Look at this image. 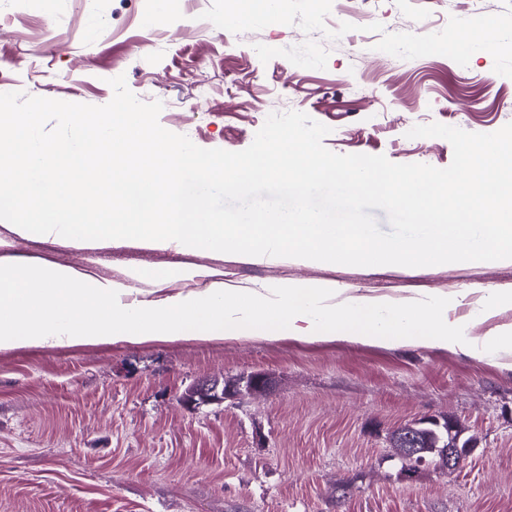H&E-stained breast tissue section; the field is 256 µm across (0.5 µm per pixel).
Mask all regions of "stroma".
<instances>
[{
  "instance_id": "stroma-1",
  "label": "stroma",
  "mask_w": 512,
  "mask_h": 512,
  "mask_svg": "<svg viewBox=\"0 0 512 512\" xmlns=\"http://www.w3.org/2000/svg\"><path fill=\"white\" fill-rule=\"evenodd\" d=\"M184 30L149 25L157 0H0V68L30 96L96 106L124 76L141 101H161L159 122L204 149L237 152L270 113L301 111L329 127L338 154L394 163L450 165L451 144L412 138L439 122L491 133L512 122V78L490 53L468 66L442 55L389 57L380 35L331 40L299 26L226 34L199 25L211 0H169ZM503 0H359L362 24L388 33L441 31L450 17L504 11ZM59 40L45 44V28ZM313 38L326 69L282 57L261 62L254 46ZM205 103H198L200 88ZM8 252L127 282L138 297L157 286L204 288L183 266L210 270L228 288L326 281L395 304L465 288H511L512 262H461L426 271L346 266L281 257L255 261L214 251L158 249L115 240L87 247L0 225ZM247 373L267 388L243 399L191 407L182 396L204 379ZM451 417L472 454L453 475L427 464L405 480L393 430ZM0 512H512V347L496 358L420 345L308 344L240 340L0 351Z\"/></svg>"
}]
</instances>
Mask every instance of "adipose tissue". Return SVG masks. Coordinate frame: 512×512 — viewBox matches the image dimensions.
<instances>
[{
    "label": "adipose tissue",
    "instance_id": "ef3b65f1",
    "mask_svg": "<svg viewBox=\"0 0 512 512\" xmlns=\"http://www.w3.org/2000/svg\"><path fill=\"white\" fill-rule=\"evenodd\" d=\"M476 297L483 313L512 302V289H465L418 296L404 307L384 297L346 294L329 282L275 288H208L140 299L127 283L99 280L62 265L0 254V350L27 347L234 339L253 334L304 341L344 339L366 345L421 344L496 354L512 337L471 336L449 313Z\"/></svg>",
    "mask_w": 512,
    "mask_h": 512
}]
</instances>
